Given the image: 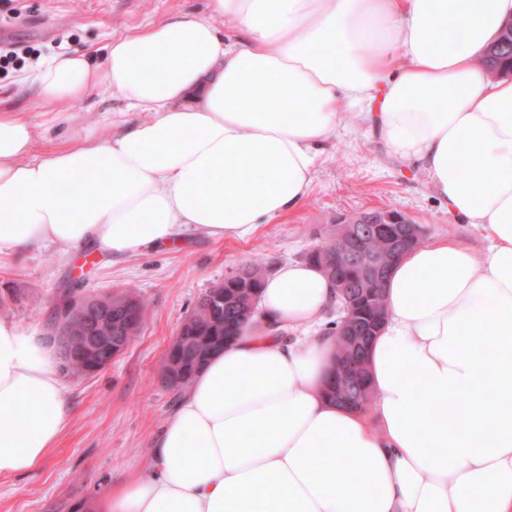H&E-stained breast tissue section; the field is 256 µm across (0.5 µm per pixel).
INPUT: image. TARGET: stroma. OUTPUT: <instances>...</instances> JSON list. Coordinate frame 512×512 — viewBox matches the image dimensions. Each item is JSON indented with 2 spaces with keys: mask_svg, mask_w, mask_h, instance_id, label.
<instances>
[{
  "mask_svg": "<svg viewBox=\"0 0 512 512\" xmlns=\"http://www.w3.org/2000/svg\"><path fill=\"white\" fill-rule=\"evenodd\" d=\"M21 14L0 24V43L31 45L38 60L24 71L0 73V109L40 123L27 73L61 50H89L174 13L207 17V0H14ZM73 122L37 135L39 151L87 136L108 137L114 125L146 120L119 97L90 91L73 106ZM382 208L406 214L424 240L452 237L484 253L489 241L476 225L459 222L427 176L390 157L378 135L340 107L335 137L325 145L307 203L290 216L260 225L245 238L217 240L191 233L172 248L112 260L52 246L26 252L0 270V317L51 335L58 289L106 295L134 287L148 301L142 329L104 370L68 380L75 416L47 461L31 473L0 476V512H93L92 506L130 476L145 472L149 448L178 394L161 381V362L180 322L200 297L242 263L267 266L304 260L337 217Z\"/></svg>",
  "mask_w": 512,
  "mask_h": 512,
  "instance_id": "1",
  "label": "stroma"
}]
</instances>
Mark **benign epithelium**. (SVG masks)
<instances>
[{
  "label": "benign epithelium",
  "mask_w": 512,
  "mask_h": 512,
  "mask_svg": "<svg viewBox=\"0 0 512 512\" xmlns=\"http://www.w3.org/2000/svg\"><path fill=\"white\" fill-rule=\"evenodd\" d=\"M339 234L313 247V251L326 254L333 252L336 263L330 266L329 275L339 288L348 287L346 272L352 266H359L363 270L361 282L364 295L368 296L381 291L390 271V264L381 261L378 254L371 252V242L379 239L384 242L386 252L391 260H396L410 251L422 239V230L419 225L409 218L391 211H374L356 216L347 217L339 221ZM359 303L347 301L343 311L342 336L361 335L366 339L373 338L385 322V317L376 314L372 323L364 328L358 326L356 318L359 313ZM95 312L101 319L112 318V295L106 296H80L75 308L69 313L60 316V324L66 327V335L74 336L81 341L80 354L92 360L106 355L105 364L112 363V359L121 354L126 345H119L112 336H96L90 332L89 320L79 318L88 312ZM334 374L336 384L343 385L348 382L359 383L365 378V362L362 351H355L349 356L338 360L335 364Z\"/></svg>",
  "instance_id": "1"
}]
</instances>
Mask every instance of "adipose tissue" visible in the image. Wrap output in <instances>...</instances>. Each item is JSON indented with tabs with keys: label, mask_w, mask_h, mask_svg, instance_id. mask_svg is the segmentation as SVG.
<instances>
[{
	"label": "adipose tissue",
	"mask_w": 512,
	"mask_h": 512,
	"mask_svg": "<svg viewBox=\"0 0 512 512\" xmlns=\"http://www.w3.org/2000/svg\"><path fill=\"white\" fill-rule=\"evenodd\" d=\"M511 18L512 0H209L208 18L31 76L45 128L93 89L150 120L38 154L33 123L0 111V265L41 245L116 257L250 236L306 203L342 102L491 242L437 238L394 262L369 419L324 394L334 283L278 264L147 473L98 512H512V79L483 63ZM72 412L55 345L0 318V476L41 466Z\"/></svg>",
	"instance_id": "obj_1"
}]
</instances>
